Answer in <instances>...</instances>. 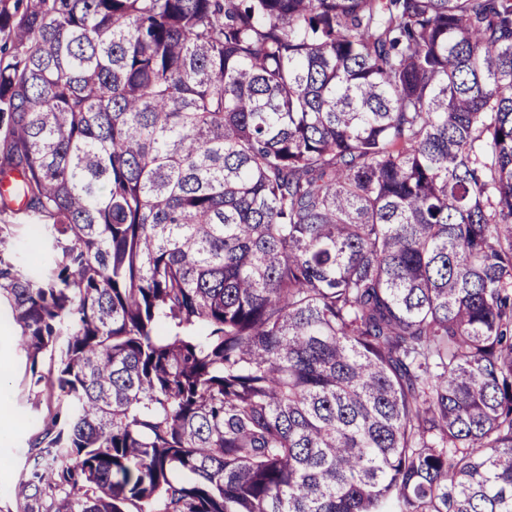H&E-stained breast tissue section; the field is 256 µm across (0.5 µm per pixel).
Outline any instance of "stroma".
I'll list each match as a JSON object with an SVG mask.
<instances>
[{
    "instance_id": "stroma-1",
    "label": "stroma",
    "mask_w": 512,
    "mask_h": 512,
    "mask_svg": "<svg viewBox=\"0 0 512 512\" xmlns=\"http://www.w3.org/2000/svg\"><path fill=\"white\" fill-rule=\"evenodd\" d=\"M8 245L27 268L48 272V241H34L29 226H14ZM20 330L6 302H0V512H23L15 487L38 450L36 440L58 400L46 382L55 373L50 356L31 367L18 342Z\"/></svg>"
}]
</instances>
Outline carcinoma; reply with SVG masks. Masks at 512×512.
Returning a JSON list of instances; mask_svg holds the SVG:
<instances>
[{"instance_id":"carcinoma-1","label":"carcinoma","mask_w":512,"mask_h":512,"mask_svg":"<svg viewBox=\"0 0 512 512\" xmlns=\"http://www.w3.org/2000/svg\"><path fill=\"white\" fill-rule=\"evenodd\" d=\"M0 32V297L65 403L24 512H512V0ZM11 230L8 245L17 261L26 268H34L44 274L48 272V241L36 243L29 226L25 224L14 226Z\"/></svg>"}]
</instances>
